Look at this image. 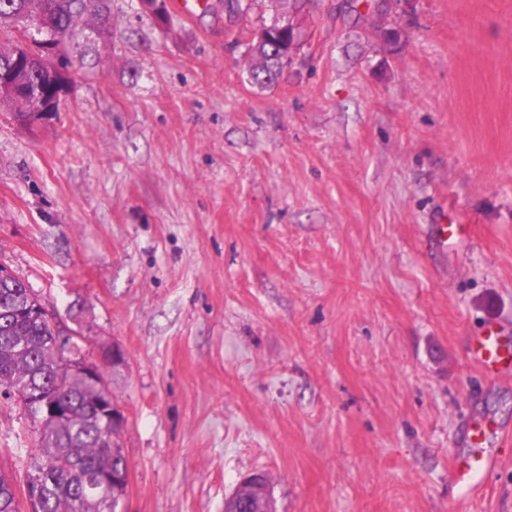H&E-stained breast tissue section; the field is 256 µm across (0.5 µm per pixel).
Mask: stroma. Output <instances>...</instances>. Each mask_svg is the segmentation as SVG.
<instances>
[{"label": "stroma", "mask_w": 512, "mask_h": 512, "mask_svg": "<svg viewBox=\"0 0 512 512\" xmlns=\"http://www.w3.org/2000/svg\"><path fill=\"white\" fill-rule=\"evenodd\" d=\"M112 0L56 116L0 108V265L127 417L129 512H224L261 472L277 512H450L466 425L501 457L464 512H512V0H310L261 88L245 13ZM470 231L425 245L439 214ZM33 428L0 399V470ZM470 354L488 378H497L512 367V347L501 339L493 326L473 338Z\"/></svg>", "instance_id": "stroma-1"}]
</instances>
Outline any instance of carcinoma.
Returning <instances> with one entry per match:
<instances>
[{
  "instance_id": "cac0c4a2",
  "label": "carcinoma",
  "mask_w": 512,
  "mask_h": 512,
  "mask_svg": "<svg viewBox=\"0 0 512 512\" xmlns=\"http://www.w3.org/2000/svg\"><path fill=\"white\" fill-rule=\"evenodd\" d=\"M112 0H0V36L10 46L0 48L5 58L16 48L20 16L40 10L45 36L73 39L76 29H97L111 21ZM287 37L271 32L256 45L262 63L251 67L253 82L261 87L276 81L284 64ZM27 283L13 273L0 279V391H10L43 380L53 398L74 408L67 423L46 422L37 431L35 451L28 454L26 483L39 489L41 512H117L120 495L103 478L125 463L121 441H107L97 403L100 394L77 378L58 393L53 388L57 363L51 342L52 323L28 306ZM0 512H18L15 480L0 471Z\"/></svg>"
}]
</instances>
